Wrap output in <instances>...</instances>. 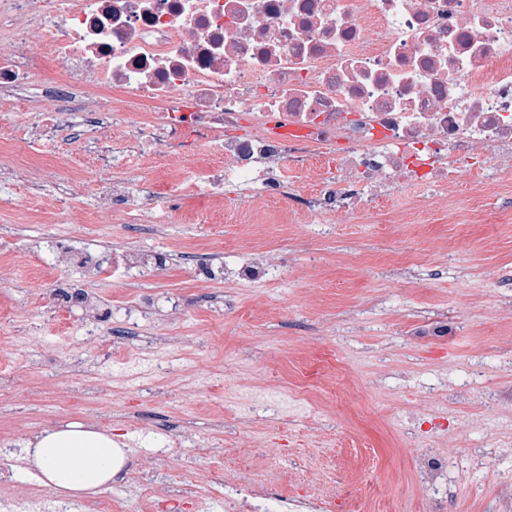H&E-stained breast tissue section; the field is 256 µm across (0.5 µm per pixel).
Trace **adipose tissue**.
<instances>
[{
	"mask_svg": "<svg viewBox=\"0 0 512 512\" xmlns=\"http://www.w3.org/2000/svg\"><path fill=\"white\" fill-rule=\"evenodd\" d=\"M24 460L55 494L93 496L119 474L124 451L111 436L71 423L34 436L24 450Z\"/></svg>",
	"mask_w": 512,
	"mask_h": 512,
	"instance_id": "obj_1",
	"label": "adipose tissue"
}]
</instances>
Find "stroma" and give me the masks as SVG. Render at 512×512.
<instances>
[{"instance_id": "stroma-1", "label": "stroma", "mask_w": 512, "mask_h": 512, "mask_svg": "<svg viewBox=\"0 0 512 512\" xmlns=\"http://www.w3.org/2000/svg\"><path fill=\"white\" fill-rule=\"evenodd\" d=\"M0 112V168L18 173L0 207V442L14 450L77 422L111 434L123 471L103 499L140 512H206L197 489L251 468L268 496L330 512H498L512 484V174L495 187L465 176L436 206L410 186L343 224L280 201L253 207L239 188L179 195L140 223L89 217L73 172L92 156L70 134L29 139ZM120 112L119 173L146 195L177 157L129 142ZM71 182L31 194L46 170ZM141 257L84 268L86 254ZM272 269L238 276L248 257ZM84 289L74 306L55 290ZM161 369L123 382L124 357ZM286 401L258 412L250 390ZM444 460L437 489L415 479L420 453Z\"/></svg>"}]
</instances>
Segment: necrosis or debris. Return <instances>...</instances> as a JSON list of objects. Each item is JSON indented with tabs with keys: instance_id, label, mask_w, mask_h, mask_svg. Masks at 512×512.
<instances>
[{
	"instance_id": "1",
	"label": "necrosis or debris",
	"mask_w": 512,
	"mask_h": 512,
	"mask_svg": "<svg viewBox=\"0 0 512 512\" xmlns=\"http://www.w3.org/2000/svg\"><path fill=\"white\" fill-rule=\"evenodd\" d=\"M36 84L40 111L79 104L106 167L121 165L115 112L175 156H217L167 177L212 199L233 184L341 222L405 185L512 173V0H0V98ZM312 166L315 195L295 194L289 169ZM83 185L144 223L162 197L98 169ZM220 498L224 512L319 507L251 482Z\"/></svg>"
}]
</instances>
